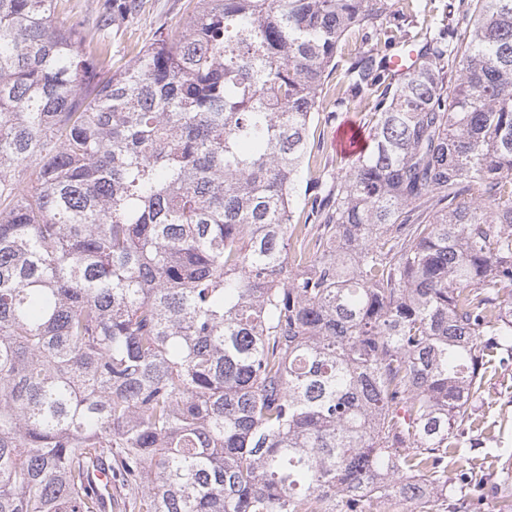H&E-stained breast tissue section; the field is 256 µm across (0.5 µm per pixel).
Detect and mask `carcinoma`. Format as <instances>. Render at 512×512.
<instances>
[{
    "label": "carcinoma",
    "mask_w": 512,
    "mask_h": 512,
    "mask_svg": "<svg viewBox=\"0 0 512 512\" xmlns=\"http://www.w3.org/2000/svg\"><path fill=\"white\" fill-rule=\"evenodd\" d=\"M58 6L0 0V512H470L511 481L448 457L512 363V0L421 42L390 0H196L120 65L137 0ZM348 101L373 147L305 211ZM333 112V113H331ZM337 112V114H336ZM371 107L367 104L353 105L345 104L339 107L331 104L326 111L320 112L314 121L315 126V154L318 153L319 158L322 159V165L327 159L329 167H333L336 172V163L339 168H345L351 162L352 157L342 154L337 145V132L341 140L343 150L351 155H357L362 152L369 137L370 126L372 122ZM343 124H351L358 129H353L351 126H344L341 131L339 129ZM336 130V143L334 142V132ZM340 132V134H339ZM349 134H355V144L349 147L347 138Z\"/></svg>",
    "instance_id": "1"
}]
</instances>
